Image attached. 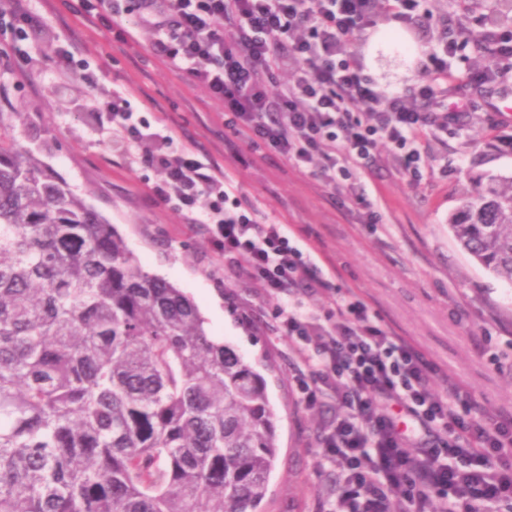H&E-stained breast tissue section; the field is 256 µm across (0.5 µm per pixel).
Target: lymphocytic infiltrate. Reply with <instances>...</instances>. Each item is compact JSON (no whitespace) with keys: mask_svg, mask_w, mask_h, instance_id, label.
I'll list each match as a JSON object with an SVG mask.
<instances>
[{"mask_svg":"<svg viewBox=\"0 0 512 512\" xmlns=\"http://www.w3.org/2000/svg\"><path fill=\"white\" fill-rule=\"evenodd\" d=\"M91 24H117L130 12L150 24L154 49L171 69L224 105L231 124L299 167L318 164L334 185L355 190L379 143H387L411 180L421 177L420 132L447 129L468 113L449 102L448 57L467 24L441 33L424 66L417 95L385 88L366 74L347 46L356 32L395 22L420 28V0H78ZM287 71L277 90L269 82ZM119 138L144 136L128 99L103 101ZM163 178L150 186L159 203L177 200L190 223L275 299L281 335L309 373L306 406L332 396L348 414L323 438L339 490L328 512H512V421L478 411L462 383L447 398L431 388L447 372L412 342L378 325L355 295L334 300L332 320L309 314L301 298L334 292L311 244L288 225L259 222L232 177L168 132L144 156ZM398 402L417 429L403 434L387 411Z\"/></svg>","mask_w":512,"mask_h":512,"instance_id":"1","label":"lymphocytic infiltrate"}]
</instances>
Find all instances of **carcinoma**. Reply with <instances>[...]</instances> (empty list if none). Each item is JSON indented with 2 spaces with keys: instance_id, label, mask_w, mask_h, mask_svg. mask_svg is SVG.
<instances>
[{
  "instance_id": "1",
  "label": "carcinoma",
  "mask_w": 512,
  "mask_h": 512,
  "mask_svg": "<svg viewBox=\"0 0 512 512\" xmlns=\"http://www.w3.org/2000/svg\"><path fill=\"white\" fill-rule=\"evenodd\" d=\"M512 283V184L448 218ZM265 378L0 128V512H257Z\"/></svg>"
}]
</instances>
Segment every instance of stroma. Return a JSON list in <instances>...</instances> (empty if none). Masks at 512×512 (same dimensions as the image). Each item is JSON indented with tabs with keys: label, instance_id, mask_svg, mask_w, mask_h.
I'll return each mask as SVG.
<instances>
[{
	"label": "stroma",
	"instance_id": "1",
	"mask_svg": "<svg viewBox=\"0 0 512 512\" xmlns=\"http://www.w3.org/2000/svg\"><path fill=\"white\" fill-rule=\"evenodd\" d=\"M75 2L32 0L43 29L32 36L28 58L10 51L13 35L0 29V123L114 225L145 271L195 301L209 335L264 376L280 451L263 512H324L336 494V471L321 460V440L341 409L331 398L311 409L301 403L298 359L262 284L225 264L205 225L186 223L175 203L147 198L159 172L142 163V148L118 144L110 115L98 108L114 91L129 93L152 132L178 125L181 141L230 173L261 220L300 230L334 269L340 292L359 295L382 328L411 339L479 408L512 416V285L478 265L448 230L449 215L476 198L488 177L512 178V113L494 107L503 87L470 82L491 64L512 75V58L492 61L470 45L458 51L448 88L467 95V122L422 134L425 168L416 183L379 146L372 171L361 177L363 205L226 125L223 104L154 53L149 29L120 40L76 14ZM422 14L424 29L407 31L404 54L375 47L376 29L351 36L350 49L379 85L417 89L432 38L441 24L460 20L455 0H423ZM71 41L81 43L93 81L69 71L62 52Z\"/></svg>",
	"mask_w": 512,
	"mask_h": 512
}]
</instances>
